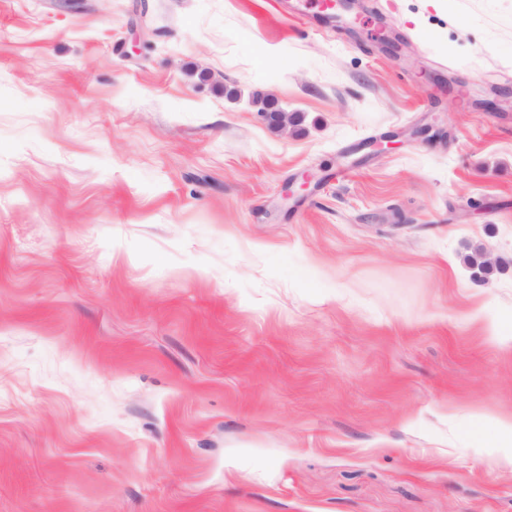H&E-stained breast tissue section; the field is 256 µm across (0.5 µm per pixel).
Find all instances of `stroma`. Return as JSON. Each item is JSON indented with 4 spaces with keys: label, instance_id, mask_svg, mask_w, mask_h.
Wrapping results in <instances>:
<instances>
[{
    "label": "stroma",
    "instance_id": "35a3bbf8",
    "mask_svg": "<svg viewBox=\"0 0 512 512\" xmlns=\"http://www.w3.org/2000/svg\"><path fill=\"white\" fill-rule=\"evenodd\" d=\"M352 17L0 0V512H512V0ZM260 116L272 127L281 128L288 122V112L272 99H255Z\"/></svg>",
    "mask_w": 512,
    "mask_h": 512
}]
</instances>
